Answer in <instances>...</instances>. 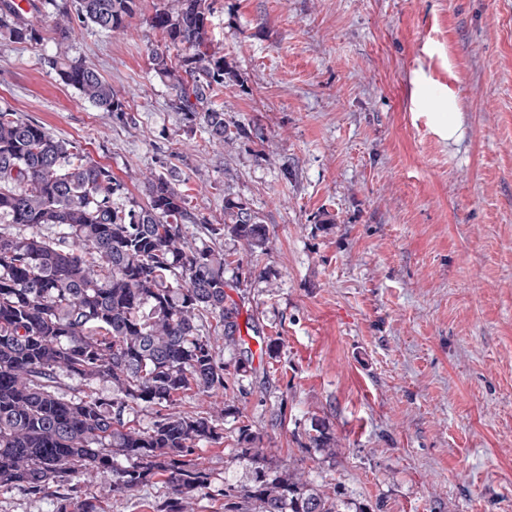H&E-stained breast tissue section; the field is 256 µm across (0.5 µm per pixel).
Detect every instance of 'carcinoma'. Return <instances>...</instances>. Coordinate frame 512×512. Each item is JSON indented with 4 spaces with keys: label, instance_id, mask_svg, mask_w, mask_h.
Masks as SVG:
<instances>
[{
    "label": "carcinoma",
    "instance_id": "cac0c4a2",
    "mask_svg": "<svg viewBox=\"0 0 512 512\" xmlns=\"http://www.w3.org/2000/svg\"><path fill=\"white\" fill-rule=\"evenodd\" d=\"M139 4L72 0L56 6L55 30L63 40L77 22L120 32ZM210 11L208 0H165L149 26L181 54L174 62L154 48L151 59L185 124L200 123L212 142L232 146L244 129H230L224 110L208 103L238 74L211 48ZM38 36L18 0H0V40ZM52 66L86 102L125 117L126 105L92 65L55 58ZM178 181L174 165L149 174L139 202L79 143L0 107V491L53 492L55 512H103L80 481L109 473L108 493L127 495L162 476L168 492L156 512H187L199 495L224 497V512H369L317 489L297 467L272 465L247 425L238 428L236 449L250 465L247 483L212 487L196 448L223 438L226 410L188 414L175 405L192 389L224 392L227 375L247 373L250 359L225 361L212 338L239 349V309L227 303L224 253L185 237L183 225L201 220ZM122 196L128 205L119 207ZM207 232L251 254L266 245L264 225L241 199H224V223ZM63 376L109 383L112 397L67 398ZM139 404L156 407L145 428L125 421ZM313 431L310 447L336 454L329 427L317 423ZM119 457L128 465L116 466Z\"/></svg>",
    "mask_w": 512,
    "mask_h": 512
}]
</instances>
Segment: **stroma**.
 I'll return each instance as SVG.
<instances>
[{
    "instance_id": "obj_1",
    "label": "stroma",
    "mask_w": 512,
    "mask_h": 512,
    "mask_svg": "<svg viewBox=\"0 0 512 512\" xmlns=\"http://www.w3.org/2000/svg\"><path fill=\"white\" fill-rule=\"evenodd\" d=\"M159 2L64 42L51 9L32 14L41 42L0 41V106L79 142L136 198L177 165L205 219L190 241L228 198L264 224V251L220 242L252 370L177 404L228 410L223 439L196 449L213 486L246 483L248 424L273 465L370 512H512V0H210L212 46L239 75L214 102L248 131L230 148L170 107L150 56ZM58 56L93 64L126 120L62 83ZM450 88L455 143L416 107L441 111ZM241 260L256 272L240 283ZM315 421L335 455L308 447ZM106 483L86 485L105 512H154L166 491Z\"/></svg>"
}]
</instances>
